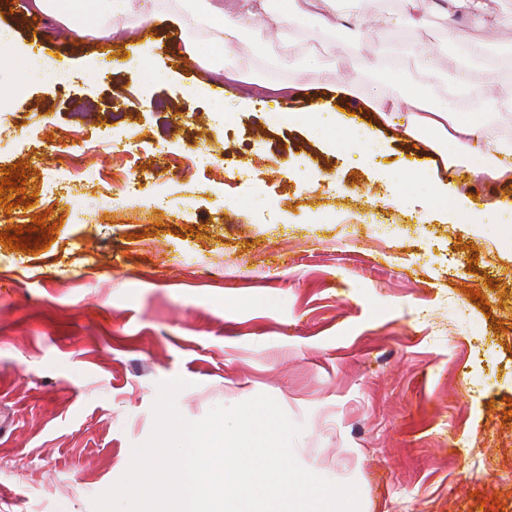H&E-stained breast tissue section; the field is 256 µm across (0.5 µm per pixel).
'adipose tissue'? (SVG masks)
<instances>
[{
	"label": "adipose tissue",
	"instance_id": "adipose-tissue-1",
	"mask_svg": "<svg viewBox=\"0 0 512 512\" xmlns=\"http://www.w3.org/2000/svg\"><path fill=\"white\" fill-rule=\"evenodd\" d=\"M34 5L81 37H108L113 21L118 19L131 18L145 25L163 15L171 17L179 27L197 33L185 46L190 60L203 57L217 65L227 61L236 75L255 72L262 62L261 56L253 53H234L242 37L261 44L270 29L293 30L308 15L325 31L340 27L346 18L338 0H34ZM440 7L449 16L443 42L455 48L459 61L482 58L487 43L471 38L468 29L487 27L483 0H448L444 7L438 0H399L398 9L373 15L372 23L379 31L410 28L421 25ZM460 14L467 17L468 26L458 24ZM403 57L415 61L427 82L400 101L379 95L382 121L412 138L432 132L436 146L447 150L450 158L462 161L471 180L497 179L511 171L512 136L494 135V119L479 110V99L464 72L456 70L445 81L436 80L431 44L411 41L398 52L383 48L360 55L356 68L359 73L384 74L400 83L404 80L399 63Z\"/></svg>",
	"mask_w": 512,
	"mask_h": 512
}]
</instances>
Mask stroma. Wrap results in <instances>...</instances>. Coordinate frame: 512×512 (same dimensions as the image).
<instances>
[{"label": "stroma", "instance_id": "35a3bbf8", "mask_svg": "<svg viewBox=\"0 0 512 512\" xmlns=\"http://www.w3.org/2000/svg\"><path fill=\"white\" fill-rule=\"evenodd\" d=\"M3 30L70 80L0 73V96L20 99L0 122V178L16 163L27 176L0 203V232L26 227L33 244L35 216L56 227L35 253L0 244V512H92L149 437L158 382L178 376L191 421L273 397L302 428L298 462L356 483L361 512H512V240L390 180L418 167L444 192L460 169L371 107L411 82L339 65L351 38L382 46L389 32L341 26L309 50L326 79L294 96L298 66L193 62L165 18L80 37L31 0H0ZM238 99L244 111L214 109ZM336 112L371 132L374 156L311 138ZM99 130L166 153L132 159L137 193L67 180L44 194L57 150L111 165L85 147ZM200 152L223 170L166 161Z\"/></svg>", "mask_w": 512, "mask_h": 512}]
</instances>
